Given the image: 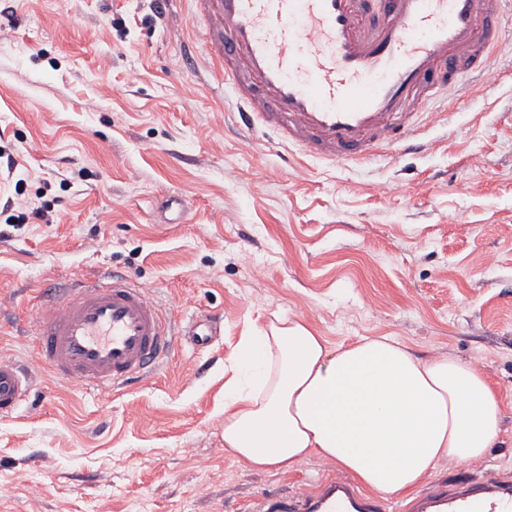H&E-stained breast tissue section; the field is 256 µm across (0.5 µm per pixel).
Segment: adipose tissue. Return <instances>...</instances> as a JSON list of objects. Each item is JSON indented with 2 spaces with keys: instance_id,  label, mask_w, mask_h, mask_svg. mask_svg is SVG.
Instances as JSON below:
<instances>
[{
  "instance_id": "obj_1",
  "label": "adipose tissue",
  "mask_w": 512,
  "mask_h": 512,
  "mask_svg": "<svg viewBox=\"0 0 512 512\" xmlns=\"http://www.w3.org/2000/svg\"><path fill=\"white\" fill-rule=\"evenodd\" d=\"M224 387V447L250 469L289 471L316 455L364 488L412 495L442 459L482 458L502 412L482 369L420 360L387 336L336 348L300 320L245 337Z\"/></svg>"
}]
</instances>
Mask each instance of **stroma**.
Instances as JSON below:
<instances>
[{"label": "stroma", "mask_w": 512, "mask_h": 512, "mask_svg": "<svg viewBox=\"0 0 512 512\" xmlns=\"http://www.w3.org/2000/svg\"><path fill=\"white\" fill-rule=\"evenodd\" d=\"M0 13V206L22 185L44 218L0 227V357L34 388L0 419V512H245L341 475L310 458L257 473L224 448V385L241 340L274 318L330 346L394 337L419 358L479 366L502 433L422 487L512 475V24L494 90L426 113L417 151L364 166L292 159L241 131L191 0H8ZM187 195V215L166 211ZM116 270L177 326L216 313L198 348L177 337L150 375L87 392L36 359L43 297ZM40 485L32 495L21 484Z\"/></svg>", "instance_id": "35a3bbf8"}]
</instances>
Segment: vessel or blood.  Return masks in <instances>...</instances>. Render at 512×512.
<instances>
[{"instance_id":"vessel-or-blood-1","label":"vessel or blood","mask_w":512,"mask_h":512,"mask_svg":"<svg viewBox=\"0 0 512 512\" xmlns=\"http://www.w3.org/2000/svg\"><path fill=\"white\" fill-rule=\"evenodd\" d=\"M206 22L205 53L242 101L247 129L270 131L300 156L360 164L400 148L424 109L490 62L512 0H192ZM39 360L82 387L111 391L144 377L172 348V322L144 286L112 272L46 300L37 315ZM28 376L0 358V417L27 400ZM336 477L318 491L260 498L249 512H387ZM409 512H512V480L427 488Z\"/></svg>"}]
</instances>
